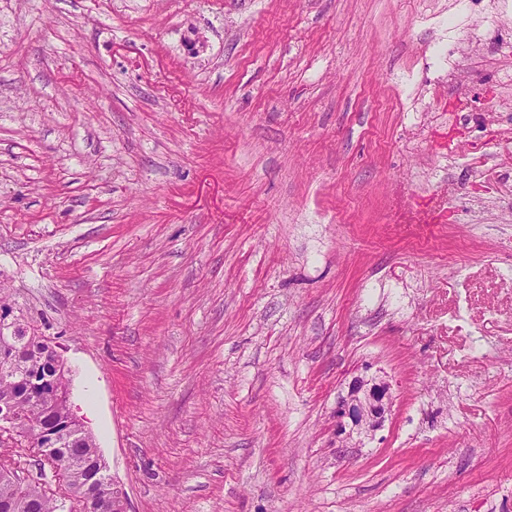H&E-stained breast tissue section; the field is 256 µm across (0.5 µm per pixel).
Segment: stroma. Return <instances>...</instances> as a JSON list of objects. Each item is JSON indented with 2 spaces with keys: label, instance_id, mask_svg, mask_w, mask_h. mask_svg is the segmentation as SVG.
Segmentation results:
<instances>
[{
  "label": "stroma",
  "instance_id": "obj_1",
  "mask_svg": "<svg viewBox=\"0 0 512 512\" xmlns=\"http://www.w3.org/2000/svg\"><path fill=\"white\" fill-rule=\"evenodd\" d=\"M510 74L512 0H0V284L127 512H512ZM391 404L390 385L383 379L357 376L346 395L336 402V433L342 448H354L373 439Z\"/></svg>",
  "mask_w": 512,
  "mask_h": 512
}]
</instances>
